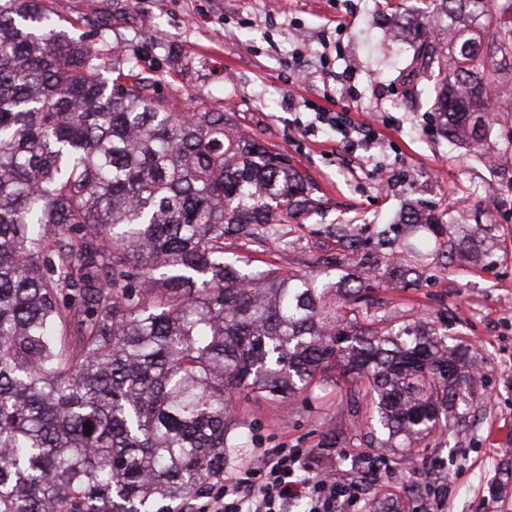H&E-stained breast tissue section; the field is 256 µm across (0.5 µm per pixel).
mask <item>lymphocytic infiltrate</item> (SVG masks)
<instances>
[{"instance_id": "1", "label": "lymphocytic infiltrate", "mask_w": 512, "mask_h": 512, "mask_svg": "<svg viewBox=\"0 0 512 512\" xmlns=\"http://www.w3.org/2000/svg\"><path fill=\"white\" fill-rule=\"evenodd\" d=\"M254 462L224 478L207 512H339L361 499L360 481L332 476L330 457L304 448H258Z\"/></svg>"}]
</instances>
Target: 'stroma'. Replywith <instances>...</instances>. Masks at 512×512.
I'll list each match as a JSON object with an SVG mask.
<instances>
[{"mask_svg": "<svg viewBox=\"0 0 512 512\" xmlns=\"http://www.w3.org/2000/svg\"><path fill=\"white\" fill-rule=\"evenodd\" d=\"M69 36L103 47L106 64L139 62L181 110L228 111L247 136L288 157L307 178L316 209L295 214L285 240L231 245L249 269L307 271L335 249L330 229L355 227L375 242L378 225L417 208L475 227L453 262L438 258L412 285L384 280L378 315L420 319L449 343L476 349L481 368L465 412L441 421L411 448H391L370 423V402L347 406L346 379L331 377L281 402L236 406L244 448L227 449L224 471L257 448L328 449L337 470L362 452L384 455L391 476L370 477L372 512H512V112L494 118L493 157L448 142L432 114L436 95L417 57L447 41L420 0H44ZM346 111L369 128V150L346 153L324 125L298 127L301 105Z\"/></svg>", "mask_w": 512, "mask_h": 512, "instance_id": "35a3bbf8", "label": "stroma"}]
</instances>
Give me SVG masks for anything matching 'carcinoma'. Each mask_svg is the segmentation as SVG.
Returning a JSON list of instances; mask_svg holds the SVG:
<instances>
[{
	"label": "carcinoma",
	"mask_w": 512,
	"mask_h": 512,
	"mask_svg": "<svg viewBox=\"0 0 512 512\" xmlns=\"http://www.w3.org/2000/svg\"><path fill=\"white\" fill-rule=\"evenodd\" d=\"M433 2L435 120L482 151L512 83V0ZM102 61L41 0L0 6V512H177L241 446L235 402L337 369L407 447L471 401L469 346L371 312L378 279L453 257L442 220L409 211L374 249L334 229L312 267L365 278L245 270L224 240L280 239L316 208L305 176L231 113L177 110L135 64L109 84Z\"/></svg>",
	"instance_id": "cac0c4a2"
}]
</instances>
